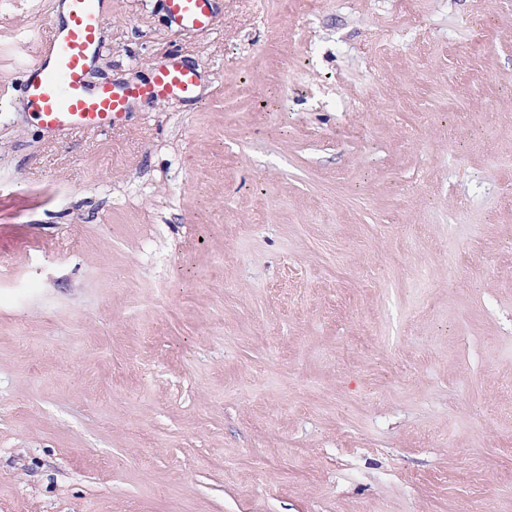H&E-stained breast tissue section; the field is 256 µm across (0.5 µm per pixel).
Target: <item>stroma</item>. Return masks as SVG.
Listing matches in <instances>:
<instances>
[{
    "label": "stroma",
    "instance_id": "obj_1",
    "mask_svg": "<svg viewBox=\"0 0 512 512\" xmlns=\"http://www.w3.org/2000/svg\"><path fill=\"white\" fill-rule=\"evenodd\" d=\"M297 3L112 0L90 83L199 99L0 105V512H512V0ZM163 18L186 34L203 33L211 27L215 0H160Z\"/></svg>",
    "mask_w": 512,
    "mask_h": 512
}]
</instances>
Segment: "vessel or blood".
Listing matches in <instances>:
<instances>
[{"mask_svg": "<svg viewBox=\"0 0 512 512\" xmlns=\"http://www.w3.org/2000/svg\"><path fill=\"white\" fill-rule=\"evenodd\" d=\"M110 0H58L67 18L52 25L34 60L23 61V94L42 133L63 139L82 131L106 133L121 127L137 106L167 98L195 99L202 75L198 68L172 61L145 79L94 85L89 70L111 18ZM163 18L184 33L209 30L214 0H161Z\"/></svg>", "mask_w": 512, "mask_h": 512, "instance_id": "1", "label": "vessel or blood"}]
</instances>
